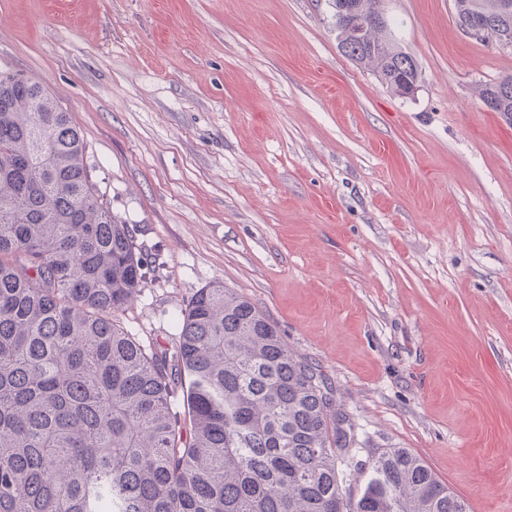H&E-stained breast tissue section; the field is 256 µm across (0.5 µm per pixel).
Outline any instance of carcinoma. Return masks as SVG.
I'll use <instances>...</instances> for the list:
<instances>
[{
	"label": "carcinoma",
	"mask_w": 512,
	"mask_h": 512,
	"mask_svg": "<svg viewBox=\"0 0 512 512\" xmlns=\"http://www.w3.org/2000/svg\"><path fill=\"white\" fill-rule=\"evenodd\" d=\"M512 0H454L512 42ZM347 56L400 94L388 31ZM70 113L37 79L0 75V512H467L417 456L368 461L322 376L221 283L145 345L118 318L149 273L112 214Z\"/></svg>",
	"instance_id": "cac0c4a2"
}]
</instances>
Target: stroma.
Here are the masks:
<instances>
[{"label": "stroma", "mask_w": 512, "mask_h": 512, "mask_svg": "<svg viewBox=\"0 0 512 512\" xmlns=\"http://www.w3.org/2000/svg\"><path fill=\"white\" fill-rule=\"evenodd\" d=\"M393 95L332 0H0V71L42 81L153 264L120 316L165 347L204 286L321 373L359 460L406 448L469 512H512V47L454 0H386ZM388 28L374 35L372 41H362L337 25L336 32L339 43L349 48V52L345 55L360 65L373 67L381 82L395 95L412 97L418 89L419 81L408 82L407 86L400 93V74L397 60L399 53L387 52L385 44L391 43L397 48L401 47L391 38Z\"/></svg>", "instance_id": "35a3bbf8"}]
</instances>
